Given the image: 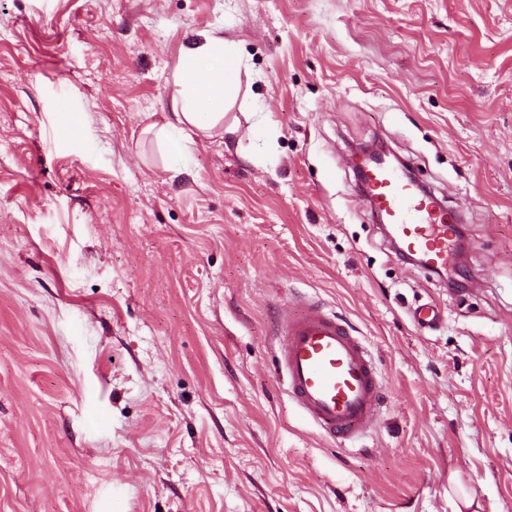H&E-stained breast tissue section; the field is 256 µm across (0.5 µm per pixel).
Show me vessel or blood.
<instances>
[{
	"instance_id": "1",
	"label": "vessel or blood",
	"mask_w": 512,
	"mask_h": 512,
	"mask_svg": "<svg viewBox=\"0 0 512 512\" xmlns=\"http://www.w3.org/2000/svg\"><path fill=\"white\" fill-rule=\"evenodd\" d=\"M367 204L399 240L400 251L420 266L445 269L456 231L454 210H439L399 168L374 165L367 181ZM278 370L290 400L322 436L346 445L369 429L382 400L375 361L352 327L313 300L283 318Z\"/></svg>"
}]
</instances>
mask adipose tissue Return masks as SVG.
I'll list each match as a JSON object with an SVG mask.
<instances>
[{
    "instance_id": "ef3b65f1",
    "label": "adipose tissue",
    "mask_w": 512,
    "mask_h": 512,
    "mask_svg": "<svg viewBox=\"0 0 512 512\" xmlns=\"http://www.w3.org/2000/svg\"><path fill=\"white\" fill-rule=\"evenodd\" d=\"M236 51L224 39L204 36L184 52L177 121L206 131L223 118L236 89Z\"/></svg>"
}]
</instances>
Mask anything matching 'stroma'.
<instances>
[{
	"label": "stroma",
	"mask_w": 512,
	"mask_h": 512,
	"mask_svg": "<svg viewBox=\"0 0 512 512\" xmlns=\"http://www.w3.org/2000/svg\"><path fill=\"white\" fill-rule=\"evenodd\" d=\"M202 32L236 48L237 95L176 155ZM378 138L460 211L466 292L366 207L349 153ZM305 298L379 367L346 447L276 369ZM465 496L512 512V0H0V512Z\"/></svg>",
	"instance_id": "35a3bbf8"
}]
</instances>
